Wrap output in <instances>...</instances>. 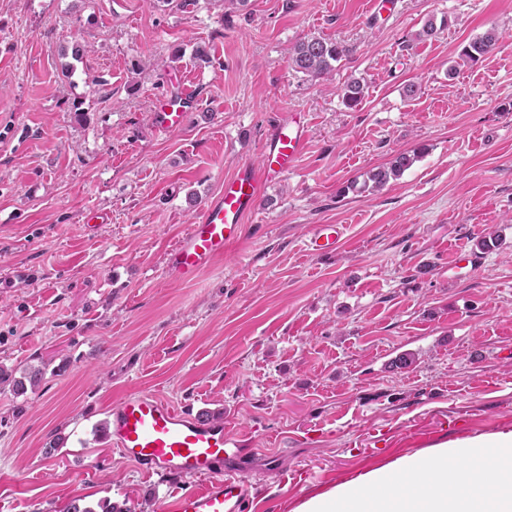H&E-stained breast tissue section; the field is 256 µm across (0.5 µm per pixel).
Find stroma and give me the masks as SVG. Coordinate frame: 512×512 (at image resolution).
<instances>
[{"mask_svg": "<svg viewBox=\"0 0 512 512\" xmlns=\"http://www.w3.org/2000/svg\"><path fill=\"white\" fill-rule=\"evenodd\" d=\"M371 2L0 0V368L45 372L0 391L13 512H165L198 487L106 440L132 390L222 414L250 450L247 512L512 427V0ZM432 18L445 27L422 36ZM490 30L495 50L464 64ZM312 35L350 50L320 81L290 64ZM182 74L198 107L158 135L153 94ZM287 112L309 123L295 169L223 258L166 283L167 250ZM401 152L416 160L400 178L359 193ZM91 209L109 223L88 229ZM319 224L346 227L331 255L306 249ZM463 250L482 261L449 278ZM44 378V372L42 368L30 366L28 369H25L23 376L19 379H16L12 376V373L4 371L1 374L0 370V383L1 382H9L12 383V390L14 393H24L27 390V384L30 389L37 388Z\"/></svg>", "mask_w": 512, "mask_h": 512, "instance_id": "obj_1", "label": "stroma"}]
</instances>
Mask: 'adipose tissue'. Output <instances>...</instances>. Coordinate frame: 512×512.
I'll use <instances>...</instances> for the list:
<instances>
[{"label": "adipose tissue", "mask_w": 512, "mask_h": 512, "mask_svg": "<svg viewBox=\"0 0 512 512\" xmlns=\"http://www.w3.org/2000/svg\"><path fill=\"white\" fill-rule=\"evenodd\" d=\"M294 512H512V428L400 456Z\"/></svg>", "instance_id": "obj_1"}]
</instances>
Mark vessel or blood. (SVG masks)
<instances>
[{"instance_id":"obj_1","label":"vessel or blood","mask_w":512,"mask_h":512,"mask_svg":"<svg viewBox=\"0 0 512 512\" xmlns=\"http://www.w3.org/2000/svg\"><path fill=\"white\" fill-rule=\"evenodd\" d=\"M197 105L193 80L180 77L175 90L156 96L151 126L162 134L180 130ZM307 138V123L298 113L282 115L269 128L261 166L243 164L226 177L221 191L168 250L167 283L191 282L223 257L227 246L242 237L244 222L255 212L265 186L293 171ZM343 236V225L320 224L308 247L316 255L331 254ZM105 437L123 458L145 472L204 479L202 488L177 497L170 512H242L249 498L244 479L248 451L227 433L223 419L179 410L159 396L131 391L112 405Z\"/></svg>"}]
</instances>
